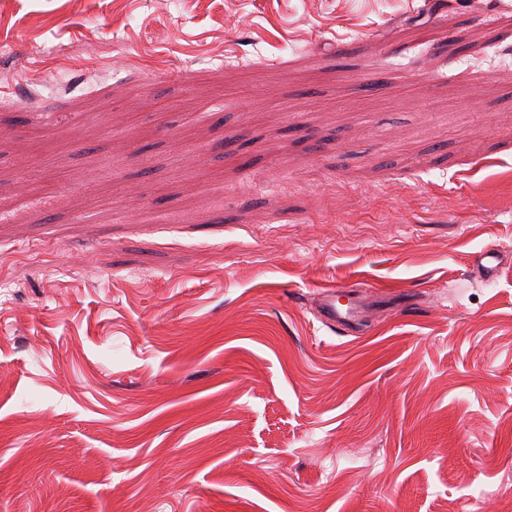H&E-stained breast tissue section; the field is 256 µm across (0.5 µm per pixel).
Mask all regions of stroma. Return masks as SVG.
I'll return each instance as SVG.
<instances>
[{"instance_id":"stroma-1","label":"stroma","mask_w":512,"mask_h":512,"mask_svg":"<svg viewBox=\"0 0 512 512\" xmlns=\"http://www.w3.org/2000/svg\"><path fill=\"white\" fill-rule=\"evenodd\" d=\"M0 286V512H512V0H0ZM502 263V256L496 249H487L474 258V265L478 274L484 279L490 280ZM318 293L315 312L318 319L330 326H346L353 323L359 306L344 286L323 287Z\"/></svg>"}]
</instances>
